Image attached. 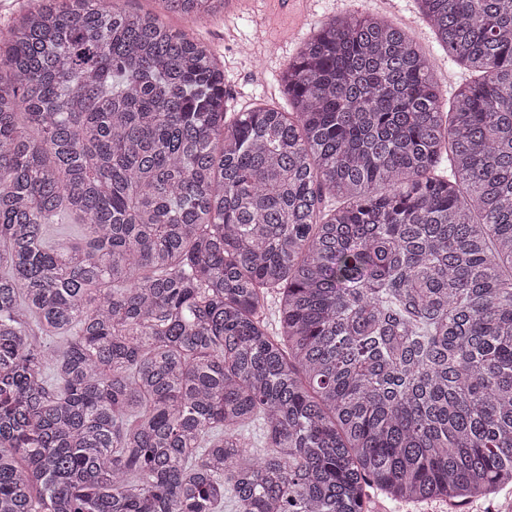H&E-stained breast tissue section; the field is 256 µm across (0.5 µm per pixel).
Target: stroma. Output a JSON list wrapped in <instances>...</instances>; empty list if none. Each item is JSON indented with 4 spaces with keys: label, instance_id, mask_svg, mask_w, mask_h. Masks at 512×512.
<instances>
[{
    "label": "stroma",
    "instance_id": "1",
    "mask_svg": "<svg viewBox=\"0 0 512 512\" xmlns=\"http://www.w3.org/2000/svg\"><path fill=\"white\" fill-rule=\"evenodd\" d=\"M310 8L317 22L346 13H385L424 52L436 58L435 80L444 97H452L470 76L468 70L449 62L433 31L418 14L415 0H391L386 10L377 0H312ZM295 15V10L281 0H247L241 9L220 11L191 24L177 16L170 22L179 28L188 27L191 35L214 50L224 68V87L235 110L267 105L284 111L288 102L282 93L280 74L299 46L298 39L288 36Z\"/></svg>",
    "mask_w": 512,
    "mask_h": 512
}]
</instances>
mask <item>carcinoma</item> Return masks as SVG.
I'll use <instances>...</instances> for the list:
<instances>
[{"instance_id": "obj_1", "label": "carcinoma", "mask_w": 512, "mask_h": 512, "mask_svg": "<svg viewBox=\"0 0 512 512\" xmlns=\"http://www.w3.org/2000/svg\"><path fill=\"white\" fill-rule=\"evenodd\" d=\"M36 2L0 29V512L511 487L512 0H416L481 73L449 107L366 13L304 41L291 111L231 117L167 22L224 0ZM58 224H51L50 236L54 240H77L81 236L82 224L73 216L60 215Z\"/></svg>"}]
</instances>
